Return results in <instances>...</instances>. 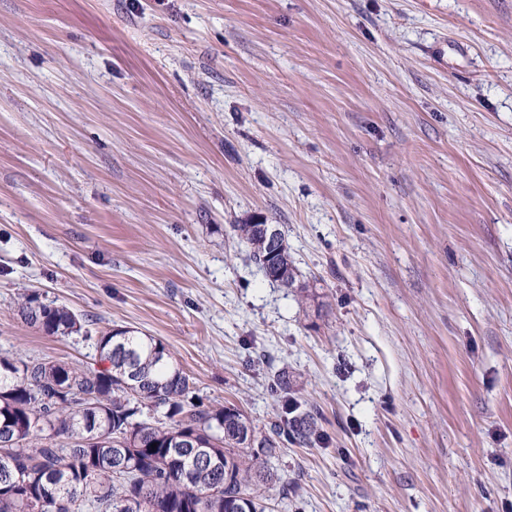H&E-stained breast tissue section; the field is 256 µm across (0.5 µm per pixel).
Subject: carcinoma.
<instances>
[{"mask_svg":"<svg viewBox=\"0 0 512 512\" xmlns=\"http://www.w3.org/2000/svg\"><path fill=\"white\" fill-rule=\"evenodd\" d=\"M234 228L249 260L265 274L287 267L283 286H295L289 253L269 258L253 225ZM19 312L48 336H89L85 317L35 292ZM95 346L100 370L0 357V512H268L262 489L281 480L268 458L284 441L320 438L317 414L299 410L283 372L271 388L284 416L260 438L237 408L195 402L161 340L117 328Z\"/></svg>","mask_w":512,"mask_h":512,"instance_id":"1","label":"carcinoma"}]
</instances>
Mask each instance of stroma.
Wrapping results in <instances>:
<instances>
[{
  "label": "stroma",
  "mask_w": 512,
  "mask_h": 512,
  "mask_svg": "<svg viewBox=\"0 0 512 512\" xmlns=\"http://www.w3.org/2000/svg\"><path fill=\"white\" fill-rule=\"evenodd\" d=\"M117 327L260 433L287 371L272 512H512V0H0V356ZM256 224L259 235H261L264 241H267L268 246L273 249L274 253L284 251L286 249V243L282 239L280 230L277 225L265 224L263 222H256ZM234 228V230L238 232L237 235L239 238L247 244L250 250L248 259L259 266L268 280L277 282L287 288H292L295 286L296 273L293 262L290 259V255L288 253V246L283 254L272 258H267V253H265L260 240L255 237L253 224H238L235 225ZM281 266L288 267V270L278 271L277 274L274 275V278L277 277L278 279H283L288 277V282H278L277 279H271L268 274V269L275 271ZM19 312L27 324L48 336L69 337L81 334L91 338L86 329L88 321L85 317L54 301L46 302L35 292L23 296Z\"/></svg>",
  "instance_id": "obj_1"
}]
</instances>
